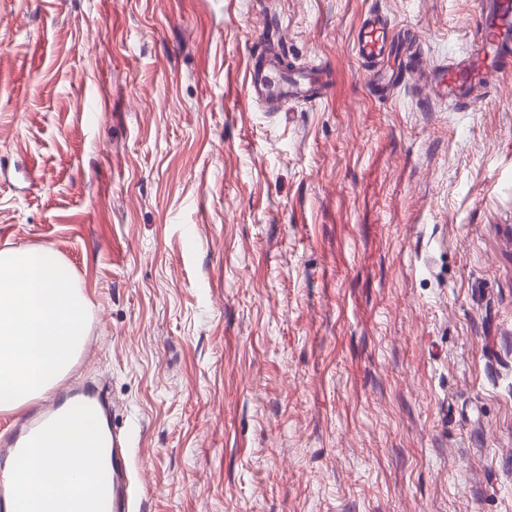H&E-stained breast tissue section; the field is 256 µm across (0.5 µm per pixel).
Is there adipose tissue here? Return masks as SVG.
<instances>
[{"mask_svg": "<svg viewBox=\"0 0 512 512\" xmlns=\"http://www.w3.org/2000/svg\"><path fill=\"white\" fill-rule=\"evenodd\" d=\"M98 440L97 421L82 412L64 414L44 445L32 448L19 474L22 512H81L99 457L89 455Z\"/></svg>", "mask_w": 512, "mask_h": 512, "instance_id": "adipose-tissue-1", "label": "adipose tissue"}]
</instances>
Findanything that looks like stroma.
Returning a JSON list of instances; mask_svg holds the SVG:
<instances>
[{"instance_id":"obj_1","label":"stroma","mask_w":512,"mask_h":512,"mask_svg":"<svg viewBox=\"0 0 512 512\" xmlns=\"http://www.w3.org/2000/svg\"><path fill=\"white\" fill-rule=\"evenodd\" d=\"M479 3L0 0V250L76 273L48 395L107 389L144 512H512V70L353 50L378 11L457 62ZM264 36L326 93L248 101ZM414 37L407 28L394 29L390 21L376 13L369 14L357 31L355 52L360 60L374 67L375 83L383 90L393 86L402 72L406 73L413 58L403 53V45ZM387 43L394 52L385 57L383 49Z\"/></svg>"}]
</instances>
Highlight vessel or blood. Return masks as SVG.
<instances>
[{
	"instance_id": "vessel-or-blood-1",
	"label": "vessel or blood",
	"mask_w": 512,
	"mask_h": 512,
	"mask_svg": "<svg viewBox=\"0 0 512 512\" xmlns=\"http://www.w3.org/2000/svg\"><path fill=\"white\" fill-rule=\"evenodd\" d=\"M480 14L481 33L468 56L449 66L430 68L427 84L433 95L469 102L474 85L487 74L512 68V0H483ZM411 37L408 29L394 28L375 13L369 14L357 31L355 52L373 67L375 82L381 88L393 86L410 64L403 45ZM323 88L316 77L288 72L276 53L268 49L256 53L247 73L246 96L258 105L310 97ZM69 407L97 411L107 419L112 416L101 390L93 386L72 387ZM57 410L53 404L37 411L9 435L0 437V512L8 506L20 508L22 489L16 468L47 431ZM132 447V428L109 426L107 444L98 450L103 464L93 479L90 512H132L136 498L129 470Z\"/></svg>"
}]
</instances>
